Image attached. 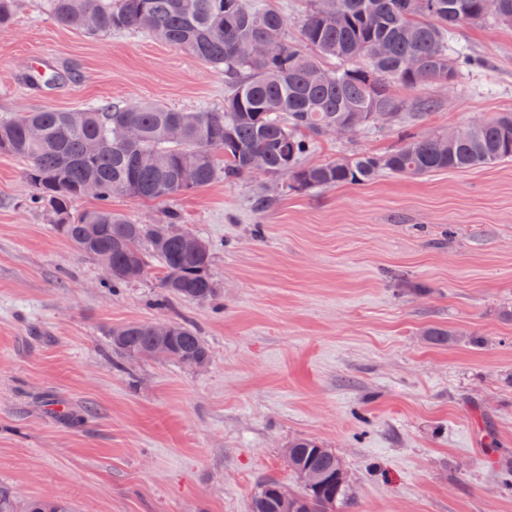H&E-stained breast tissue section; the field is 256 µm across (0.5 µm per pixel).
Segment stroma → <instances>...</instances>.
<instances>
[{
  "label": "stroma",
  "instance_id": "35a3bbf8",
  "mask_svg": "<svg viewBox=\"0 0 512 512\" xmlns=\"http://www.w3.org/2000/svg\"><path fill=\"white\" fill-rule=\"evenodd\" d=\"M477 60L413 132L512 112V27L459 26ZM64 80L35 90L36 52ZM130 99L224 104V72L137 33L91 37L19 0L0 28V118ZM396 128L319 139L308 163L382 154ZM25 164L0 153V487L75 512H247L261 479L301 484L284 450L319 441L342 459L350 512H512V161L384 175L314 193L267 177L172 200L113 195V212L160 224L176 211L213 248L218 293L165 296L163 270L101 288L97 261L31 201ZM267 186L263 212L252 197ZM185 318L202 368L125 357L113 328ZM449 331L447 342L427 329Z\"/></svg>",
  "mask_w": 512,
  "mask_h": 512
}]
</instances>
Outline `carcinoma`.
<instances>
[{
    "label": "carcinoma",
    "instance_id": "obj_1",
    "mask_svg": "<svg viewBox=\"0 0 512 512\" xmlns=\"http://www.w3.org/2000/svg\"><path fill=\"white\" fill-rule=\"evenodd\" d=\"M309 0L300 38L287 37L288 18L271 0H44L62 26L89 36L145 32L224 70V107L183 111L158 103H96L80 111L44 109L0 119V152L26 162L35 203L51 210L58 231L83 254L112 267L104 278L118 288L142 278L150 259L164 270L160 287L188 300L217 294L213 252L198 251L197 235L177 227L138 224L112 212L115 193L134 200H162L196 192L218 176L234 181L263 174L286 187L315 192L343 184L364 185L383 175L486 167L512 159V112L426 135L404 134L385 154L357 153L306 164L317 139L338 125L354 132L378 128L377 115L395 126L409 109L428 110L427 98L409 101L392 91L443 85L471 62L466 47L451 45L463 22L488 18L485 0ZM422 64L408 67V60ZM132 124L139 137L119 140ZM180 130V138L171 129ZM38 134L32 135L31 129ZM91 196L101 205L76 211L73 201ZM168 345L179 363L204 361L209 349L197 329L173 320ZM113 350L142 356L157 343L151 325L112 330ZM288 467L312 475L293 496L295 512H347L353 492L342 460L310 439L288 444ZM277 482L263 480L249 512H282ZM26 512H71L57 500L31 499Z\"/></svg>",
    "mask_w": 512,
    "mask_h": 512
}]
</instances>
